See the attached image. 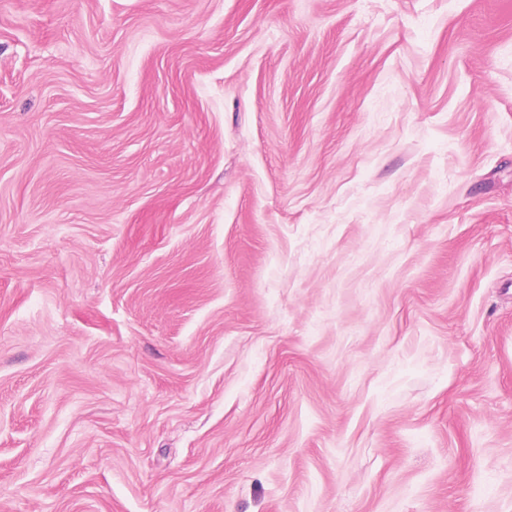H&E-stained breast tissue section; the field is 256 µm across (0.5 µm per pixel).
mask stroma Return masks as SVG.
<instances>
[{
  "mask_svg": "<svg viewBox=\"0 0 512 512\" xmlns=\"http://www.w3.org/2000/svg\"><path fill=\"white\" fill-rule=\"evenodd\" d=\"M0 512H512V0H0Z\"/></svg>",
  "mask_w": 512,
  "mask_h": 512,
  "instance_id": "stroma-1",
  "label": "stroma"
}]
</instances>
